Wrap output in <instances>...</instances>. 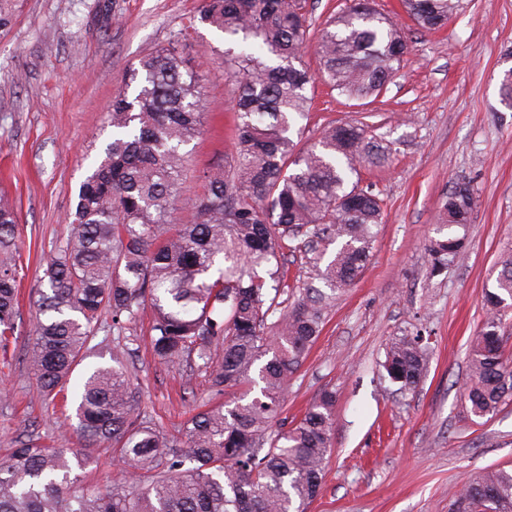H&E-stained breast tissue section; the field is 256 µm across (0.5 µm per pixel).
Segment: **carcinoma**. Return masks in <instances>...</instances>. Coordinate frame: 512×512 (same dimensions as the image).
Segmentation results:
<instances>
[{
    "label": "carcinoma",
    "mask_w": 512,
    "mask_h": 512,
    "mask_svg": "<svg viewBox=\"0 0 512 512\" xmlns=\"http://www.w3.org/2000/svg\"><path fill=\"white\" fill-rule=\"evenodd\" d=\"M422 30L436 31L462 0H402ZM206 26L239 51L224 54L235 83V152L203 173L190 199L197 221L180 224L183 147L203 126L202 79L170 44L141 58L112 100V135L75 195L73 232L43 259L29 361L36 394L65 390L93 351L102 314L122 328L145 307L154 312L151 348L166 366L191 362L214 403L168 437L140 411L132 375L112 356L76 387L73 432L88 447L110 445L128 475L89 492L71 477L65 448L31 441L0 463V512H307L319 494L332 447L336 392L325 389L292 425L280 418L288 382L322 330L332 293L364 269L383 223L382 199L359 186L360 170L385 150L361 122L327 126L307 150L293 136L309 112L308 86L320 80L349 100L377 97L409 52L404 29L373 0L325 22L318 71L301 62L309 43L306 0H202L191 27ZM466 180L442 202L431 273L462 259L457 231L470 223ZM18 216L0 194V341L14 334L20 272ZM313 255L330 293L286 287L283 250ZM484 293L486 316L470 360L466 402L478 418L512 404V367L503 338L512 312V253ZM423 337L397 336L383 367L399 389L414 391L427 367ZM512 512V468L470 477L453 512Z\"/></svg>",
    "instance_id": "carcinoma-1"
}]
</instances>
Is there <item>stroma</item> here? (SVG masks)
I'll use <instances>...</instances> for the list:
<instances>
[{
  "mask_svg": "<svg viewBox=\"0 0 512 512\" xmlns=\"http://www.w3.org/2000/svg\"><path fill=\"white\" fill-rule=\"evenodd\" d=\"M402 24L410 52L374 102L356 106L321 84L301 147L331 122L366 119L390 154L363 170L361 186L380 195L384 222L370 262L337 291L322 331L291 378L283 415L294 421L325 388L336 391V423L322 489L308 512H451L467 477L512 466V406L483 420L466 410L472 345L485 318L482 294L496 262L512 248V102L501 74L512 67V0H464L436 33L422 32L400 0H376ZM202 0H0V192L15 203L22 294L16 330L0 345V459L36 439L75 448L72 399L36 396L26 361L41 286L40 261L65 246L78 186L111 135L108 114L125 70L178 42L206 86L205 132L187 146L185 196L204 190L202 174L230 159L234 87L224 75L223 38L190 29ZM24 72L14 82L15 72ZM460 179L476 196L463 232L465 262L430 276L428 246L441 203ZM151 309L121 338L102 315L96 349L121 342L142 387L141 409L168 434L210 393L203 376L158 364L150 350ZM425 336L428 367L403 393L383 368L389 342ZM78 482L94 490L121 478L111 448L86 449Z\"/></svg>",
  "mask_w": 512,
  "mask_h": 512,
  "instance_id": "obj_1",
  "label": "stroma"
}]
</instances>
